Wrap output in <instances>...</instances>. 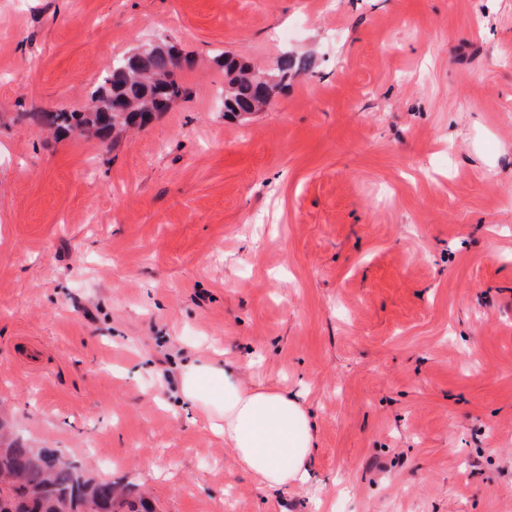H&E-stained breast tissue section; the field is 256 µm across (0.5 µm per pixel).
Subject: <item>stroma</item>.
Here are the masks:
<instances>
[{
	"label": "stroma",
	"mask_w": 512,
	"mask_h": 512,
	"mask_svg": "<svg viewBox=\"0 0 512 512\" xmlns=\"http://www.w3.org/2000/svg\"><path fill=\"white\" fill-rule=\"evenodd\" d=\"M159 39L144 130L20 119ZM221 50L312 66L232 117ZM210 346L300 394L308 487L179 405ZM0 409L156 512H512V0H0Z\"/></svg>",
	"instance_id": "1"
}]
</instances>
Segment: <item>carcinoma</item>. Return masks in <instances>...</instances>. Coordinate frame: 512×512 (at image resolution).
I'll return each instance as SVG.
<instances>
[{"instance_id":"1","label":"carcinoma","mask_w":512,"mask_h":512,"mask_svg":"<svg viewBox=\"0 0 512 512\" xmlns=\"http://www.w3.org/2000/svg\"><path fill=\"white\" fill-rule=\"evenodd\" d=\"M177 55L172 46L154 47L124 69L114 63L100 76L85 109L31 110L22 116L58 135L79 133L101 140L142 128L187 96L177 78ZM218 62L224 68V111L250 114L267 104L270 82L252 71L250 63L226 52L218 54ZM276 70L274 77L281 84L288 75L306 70V62L285 54ZM108 100L124 105L125 111H102L101 104ZM0 512H153V506L144 498L119 496L112 481L52 448L28 444L0 419Z\"/></svg>"}]
</instances>
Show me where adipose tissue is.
I'll return each instance as SVG.
<instances>
[{
    "label": "adipose tissue",
    "mask_w": 512,
    "mask_h": 512,
    "mask_svg": "<svg viewBox=\"0 0 512 512\" xmlns=\"http://www.w3.org/2000/svg\"><path fill=\"white\" fill-rule=\"evenodd\" d=\"M180 400L204 414L235 464L267 486H304L313 450L310 418L298 396L244 382L212 358L184 364Z\"/></svg>",
    "instance_id": "adipose-tissue-1"
}]
</instances>
